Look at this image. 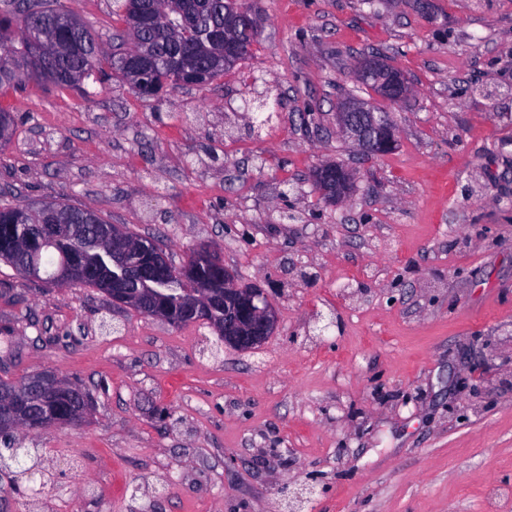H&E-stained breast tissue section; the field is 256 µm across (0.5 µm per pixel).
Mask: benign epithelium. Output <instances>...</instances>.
Segmentation results:
<instances>
[{
  "mask_svg": "<svg viewBox=\"0 0 512 512\" xmlns=\"http://www.w3.org/2000/svg\"><path fill=\"white\" fill-rule=\"evenodd\" d=\"M244 18L256 21V17L245 10H239L238 17L224 23V52L223 65L228 67L236 62L238 56L237 28L238 20ZM354 75L360 83L374 85L375 95L381 99L402 102L412 94L409 82L396 68L380 57H368L356 63ZM338 131L352 140L355 145L370 155L384 156L395 145V126L389 118L373 111L371 105L359 98H350L338 106L336 112ZM336 181H323L322 174L326 167L317 169L313 175L315 188L330 200L345 197L348 187L354 180V173L348 168L336 165ZM140 240L127 236L116 224H106L102 227V237L96 241L101 247H107L114 252H134ZM154 261L148 263L145 277L152 281L160 278H179L182 270L170 267L165 252L155 246L151 251ZM203 255L211 259L218 267L224 269L221 275L203 284L199 294L184 302V310L201 319L212 303L224 304V345L238 351H250L261 346L271 336L278 322L275 307L268 302L264 293L258 288L242 287L235 276L224 268L222 257L211 247L203 245L196 249L195 255L187 259L192 264L195 257ZM112 288V304L125 307L139 305V297L130 292L124 282L119 279L108 281ZM31 387H23L11 394L9 401L0 407V433L5 430H18L27 425L33 430H47L60 425H72L80 422V417L91 411L94 400L90 396L83 399L80 407L66 420L42 421L29 414L28 405L31 400ZM66 391L64 380L56 374L44 375L37 383L38 394L47 402L54 401L59 394Z\"/></svg>",
  "mask_w": 512,
  "mask_h": 512,
  "instance_id": "7a95c632",
  "label": "benign epithelium"
}]
</instances>
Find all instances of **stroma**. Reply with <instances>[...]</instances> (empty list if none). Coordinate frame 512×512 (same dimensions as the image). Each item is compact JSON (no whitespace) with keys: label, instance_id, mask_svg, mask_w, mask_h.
I'll use <instances>...</instances> for the list:
<instances>
[{"label":"stroma","instance_id":"stroma-1","mask_svg":"<svg viewBox=\"0 0 512 512\" xmlns=\"http://www.w3.org/2000/svg\"><path fill=\"white\" fill-rule=\"evenodd\" d=\"M250 56L143 98L0 88L13 135L0 204L64 200L174 264L211 245L278 312L255 350L197 323L21 278L0 262V380L48 369L89 390L85 422L20 432L76 467L7 512H512V0H246ZM103 48L112 0H62ZM413 94L396 147L336 134L355 63ZM355 174L321 199L316 168Z\"/></svg>","mask_w":512,"mask_h":512}]
</instances>
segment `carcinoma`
I'll list each match as a JSON object with an SVG mask.
<instances>
[{
    "mask_svg": "<svg viewBox=\"0 0 512 512\" xmlns=\"http://www.w3.org/2000/svg\"><path fill=\"white\" fill-rule=\"evenodd\" d=\"M112 7L123 16L132 44L150 46V55L141 61L146 69L144 80L162 89L178 85L183 76L204 70L207 81L224 73L220 64L212 63L209 38L224 33V19L240 9V0H164L165 18L158 23H133V15L146 12L141 0H112ZM103 51L95 36L61 0H4L0 7V88L19 87L31 80H42L58 89H79L90 94L87 81L99 71ZM14 126L11 112L0 108V149L10 142ZM60 211L76 232L60 237L55 244L43 242L39 225L44 223V209ZM101 217L64 202L38 205L0 206V261L27 276L33 263L39 268V280L51 283L60 268L77 264L94 268L107 276L116 275L134 291L166 305L177 319L176 327L187 325L180 320L184 291L208 280L213 270L205 264L193 265L184 280L167 288L145 283L139 271L148 255L125 258L102 255L95 246L96 224ZM75 393L42 412L59 419L69 416L86 391L74 385ZM7 475L8 488L37 477L51 476L50 466L38 460L37 453L22 448L15 435L0 437V475Z\"/></svg>",
    "mask_w": 512,
    "mask_h": 512,
    "instance_id": "obj_1",
    "label": "carcinoma"
}]
</instances>
